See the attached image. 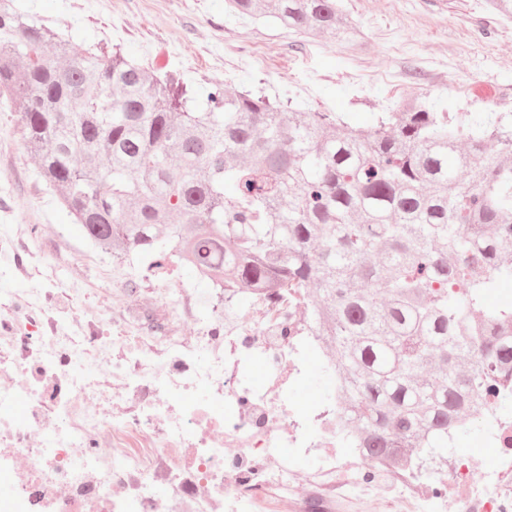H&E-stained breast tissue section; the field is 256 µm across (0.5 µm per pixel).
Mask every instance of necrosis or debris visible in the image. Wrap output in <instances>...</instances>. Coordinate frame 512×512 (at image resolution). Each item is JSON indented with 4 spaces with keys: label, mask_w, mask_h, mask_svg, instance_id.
<instances>
[{
    "label": "necrosis or debris",
    "mask_w": 512,
    "mask_h": 512,
    "mask_svg": "<svg viewBox=\"0 0 512 512\" xmlns=\"http://www.w3.org/2000/svg\"><path fill=\"white\" fill-rule=\"evenodd\" d=\"M42 297L0 300V512H336L352 495L425 512L435 498L402 458L337 453L335 402L292 400L303 350L322 347L297 295L259 293L248 315L213 312L189 336L115 314L108 340L98 322L60 324ZM488 437L498 465L446 480L459 512H512V417ZM313 452L324 464L302 474Z\"/></svg>",
    "instance_id": "necrosis-or-debris-1"
}]
</instances>
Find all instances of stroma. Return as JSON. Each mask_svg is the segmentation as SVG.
Wrapping results in <instances>:
<instances>
[{
    "label": "stroma",
    "mask_w": 512,
    "mask_h": 512,
    "mask_svg": "<svg viewBox=\"0 0 512 512\" xmlns=\"http://www.w3.org/2000/svg\"><path fill=\"white\" fill-rule=\"evenodd\" d=\"M45 27L87 45H117L143 67L178 72L197 85L246 88L292 107L336 112L357 126L422 93L441 98L455 112H512V22L496 18L485 0H342L364 29L356 47L325 36H298L270 18L237 17L224 0H126L122 14L112 0H17ZM280 59V70L240 68L233 59L253 50ZM384 77L401 80L398 94L384 86L346 80L352 53ZM29 228L37 236L29 279L0 275V291L43 288L51 296L80 289L92 311L121 307L136 320L188 333L190 322L174 312L172 294L189 290L182 278L141 280L126 286L129 266L113 262L92 244L37 174L22 137L18 112L0 102V230ZM482 424L457 432L449 468L468 450L471 474L492 458Z\"/></svg>",
    "instance_id": "1"
}]
</instances>
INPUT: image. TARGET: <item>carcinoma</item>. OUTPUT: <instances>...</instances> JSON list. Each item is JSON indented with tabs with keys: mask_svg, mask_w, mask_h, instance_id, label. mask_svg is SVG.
Returning <instances> with one entry per match:
<instances>
[{
	"mask_svg": "<svg viewBox=\"0 0 512 512\" xmlns=\"http://www.w3.org/2000/svg\"><path fill=\"white\" fill-rule=\"evenodd\" d=\"M338 44L364 38L340 0H224ZM83 234L139 277L172 265L253 294H298L334 346L314 384L344 448L436 478L454 433L504 409L512 373V120L458 119L425 93L350 126L221 84L159 78L121 48H82L0 0V98ZM497 142L496 153L487 143ZM234 194H225L226 187Z\"/></svg>",
	"mask_w": 512,
	"mask_h": 512,
	"instance_id": "1",
	"label": "carcinoma"
}]
</instances>
